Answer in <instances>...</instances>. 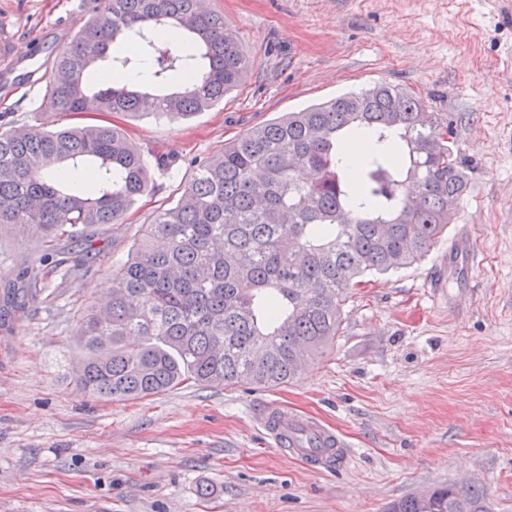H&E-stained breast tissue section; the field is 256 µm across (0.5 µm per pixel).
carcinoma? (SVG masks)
<instances>
[{"instance_id": "1", "label": "carcinoma", "mask_w": 512, "mask_h": 512, "mask_svg": "<svg viewBox=\"0 0 512 512\" xmlns=\"http://www.w3.org/2000/svg\"><path fill=\"white\" fill-rule=\"evenodd\" d=\"M92 2L53 58L48 111L188 118L241 83L238 36L200 0ZM129 42L138 54L120 48ZM142 67L146 78H126ZM425 110L417 95L378 84L287 112L196 161L177 203L153 215L112 270L109 301L82 318L84 355L73 365L81 392L138 399L187 381L292 383L336 341L360 277L421 260L459 211L469 167L451 117L432 112L425 124ZM353 148L363 154L355 174L343 165ZM62 164L83 187L49 176ZM152 181L141 148L117 127L0 123V231L38 232L47 243L19 280L45 285L58 241L91 245ZM393 512L489 507L485 492L448 485Z\"/></svg>"}]
</instances>
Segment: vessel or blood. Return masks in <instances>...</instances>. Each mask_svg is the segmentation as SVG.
<instances>
[{
  "mask_svg": "<svg viewBox=\"0 0 512 512\" xmlns=\"http://www.w3.org/2000/svg\"><path fill=\"white\" fill-rule=\"evenodd\" d=\"M481 263V252L469 231H461L448 244V276L436 279V287L445 283L464 286ZM275 447L289 449L293 456L315 468L326 470L343 466L348 444L344 436L322 422L269 407L258 415Z\"/></svg>",
  "mask_w": 512,
  "mask_h": 512,
  "instance_id": "obj_1",
  "label": "vessel or blood"
}]
</instances>
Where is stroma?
<instances>
[{"label":"stroma","mask_w":512,"mask_h":512,"mask_svg":"<svg viewBox=\"0 0 512 512\" xmlns=\"http://www.w3.org/2000/svg\"><path fill=\"white\" fill-rule=\"evenodd\" d=\"M249 61L223 103L187 119L109 115L169 157L120 223L48 287L0 313V512H388L455 483L512 512V0H209ZM91 0H0V27L35 60L0 67V113L48 129L91 122L45 111L49 65ZM379 83L453 119L471 164L457 224L483 252L471 289L435 288L447 240L417 264L368 274L330 353L293 384H184L138 400L79 395L70 364L83 313L107 295L155 210L177 202L191 162L254 126ZM40 236L0 234V305ZM277 404L344 434L350 458L313 472L275 448L254 413ZM208 496H201V489Z\"/></svg>","instance_id":"obj_1"}]
</instances>
